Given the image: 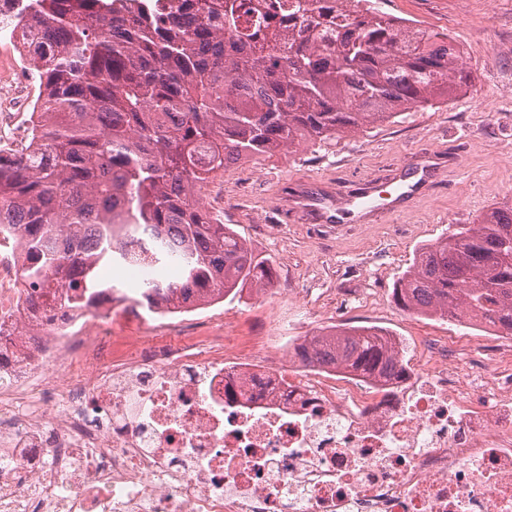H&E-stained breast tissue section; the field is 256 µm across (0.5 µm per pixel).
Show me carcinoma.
<instances>
[{
    "mask_svg": "<svg viewBox=\"0 0 512 512\" xmlns=\"http://www.w3.org/2000/svg\"><path fill=\"white\" fill-rule=\"evenodd\" d=\"M18 0L14 25L39 93L30 149L0 157V232L22 240L32 287L60 269L64 302L109 289L126 261L105 243L150 232L140 304L169 313L274 287L256 255L202 204L203 187L244 160L330 142L403 112L448 104L471 81L445 34L418 38L360 0ZM80 248L60 252L55 225ZM177 261L173 289L151 269ZM403 309L512 335V204L450 224L403 273ZM305 367L370 383L404 371L396 341L341 325L295 346Z\"/></svg>",
    "mask_w": 512,
    "mask_h": 512,
    "instance_id": "obj_1",
    "label": "carcinoma"
}]
</instances>
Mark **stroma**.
<instances>
[{"mask_svg":"<svg viewBox=\"0 0 512 512\" xmlns=\"http://www.w3.org/2000/svg\"><path fill=\"white\" fill-rule=\"evenodd\" d=\"M379 8L448 35L461 47L471 81L446 106L406 112L328 145L242 162L205 187V207L223 206L225 223L276 273L272 290L250 289L198 311L239 336L242 360L338 323L393 332L408 359L430 336L481 349L512 343L402 310L393 295L422 244L512 199V0H379ZM431 153L439 155L441 173L395 220L371 213L317 224L298 208L279 217L292 184L326 179L345 198L366 183L389 182L407 155Z\"/></svg>","mask_w":512,"mask_h":512,"instance_id":"stroma-1","label":"stroma"}]
</instances>
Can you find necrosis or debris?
<instances>
[{
    "mask_svg": "<svg viewBox=\"0 0 512 512\" xmlns=\"http://www.w3.org/2000/svg\"><path fill=\"white\" fill-rule=\"evenodd\" d=\"M28 68L0 69V152L31 139ZM0 238V512H512V349L424 345L404 378L249 377L223 324L112 333L111 294L44 304Z\"/></svg>",
    "mask_w": 512,
    "mask_h": 512,
    "instance_id": "4bbe7bcc",
    "label": "necrosis or debris"
}]
</instances>
